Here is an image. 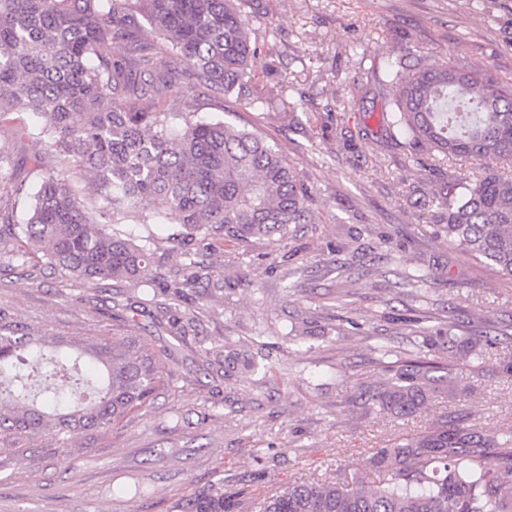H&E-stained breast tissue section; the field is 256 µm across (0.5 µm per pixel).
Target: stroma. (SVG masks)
Listing matches in <instances>:
<instances>
[{"mask_svg": "<svg viewBox=\"0 0 512 512\" xmlns=\"http://www.w3.org/2000/svg\"><path fill=\"white\" fill-rule=\"evenodd\" d=\"M248 10L257 44L249 92L263 106L234 93L203 94L196 104L295 162L314 221L289 238L234 243L210 234L184 249L168 240L176 224L137 226L155 240L157 281L194 271L214 285L203 303L190 289L180 298L159 292L136 317L129 305L140 288L65 279L37 258L21 266L10 243L0 244V309L12 321L55 336L144 333L170 352L169 387L91 440L90 457L0 474V512H178L202 489L239 496L238 512H261L265 496L293 484L366 472L372 448L435 417L512 432V380L499 367L512 347L504 343L488 348L481 368L459 365V389L432 396L417 417L340 406L346 387L382 380L379 345L406 359L422 345L419 330L452 318L467 335L512 326V278L448 246L438 192L471 162L432 168L386 138L380 114L393 93L377 83L388 57L403 53L512 86V0H250ZM285 85L304 128L284 112ZM416 269L429 278L411 296L398 281ZM347 291L353 303L343 309L336 297ZM165 306L192 335L174 338L160 320ZM302 321L306 333L290 339Z\"/></svg>", "mask_w": 512, "mask_h": 512, "instance_id": "stroma-1", "label": "stroma"}]
</instances>
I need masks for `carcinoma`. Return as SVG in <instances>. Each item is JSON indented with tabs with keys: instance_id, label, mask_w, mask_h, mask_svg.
<instances>
[{
	"instance_id": "1",
	"label": "carcinoma",
	"mask_w": 512,
	"mask_h": 512,
	"mask_svg": "<svg viewBox=\"0 0 512 512\" xmlns=\"http://www.w3.org/2000/svg\"><path fill=\"white\" fill-rule=\"evenodd\" d=\"M249 0H0V119L26 112L13 138L46 146L30 183L12 181L9 145L0 142V222L24 264L42 254L50 269L91 284L150 282L149 238L114 228L172 217L170 241L217 231L230 242L289 236L313 223L297 166L255 133L166 110L163 94L182 72L214 96L252 80ZM158 34L144 38L142 21ZM172 67L159 70L154 55ZM383 85L397 89L382 113L390 139L413 151L464 157L481 169L453 176L441 203L448 247L512 277V88L450 62L388 59ZM85 178L80 188L75 178ZM151 198L154 214L141 211ZM24 201L25 217L16 222ZM174 335L190 326L164 311ZM489 336L448 331L423 344L477 368ZM377 384L349 391L345 406L393 420L414 417L431 396L458 387L453 368L418 357L386 367ZM0 472L56 458L86 457L71 439L104 437L169 384L165 352L147 336H59L0 316ZM370 471L345 485L313 480L265 497L263 512H512V434L462 419H435L375 449ZM222 494L201 491L180 512H236Z\"/></svg>"
}]
</instances>
